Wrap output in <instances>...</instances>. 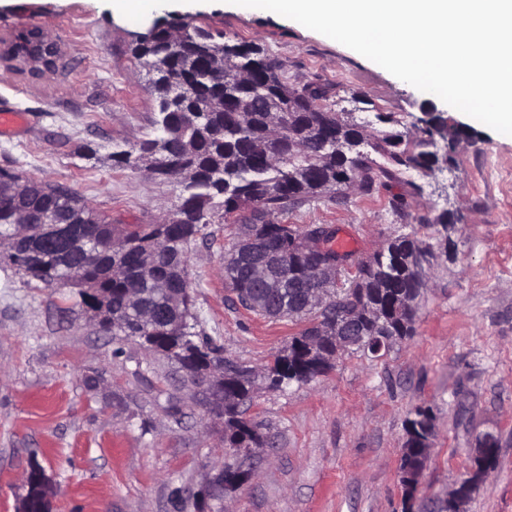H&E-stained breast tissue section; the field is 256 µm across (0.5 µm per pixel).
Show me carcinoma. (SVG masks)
<instances>
[{
  "instance_id": "obj_1",
  "label": "carcinoma",
  "mask_w": 512,
  "mask_h": 512,
  "mask_svg": "<svg viewBox=\"0 0 512 512\" xmlns=\"http://www.w3.org/2000/svg\"><path fill=\"white\" fill-rule=\"evenodd\" d=\"M134 53L156 73L169 71L186 87L191 103L182 112L162 114L155 125L169 128L168 139L144 140L139 148L114 151L109 155L115 168L140 170L146 157L158 160L156 176L180 187L177 218L164 214L150 224L118 228L83 199L63 185L44 184L26 178L22 185L9 183L12 174L0 169V236L13 232L14 216L20 212L39 216L58 214L66 223L80 222L90 229L97 245L96 259L87 263V279L93 292L79 291L83 310L102 309L112 317V335L136 342L149 354L170 364L203 366L224 346L196 330L192 319L193 298L187 252L204 228L223 221L232 228L233 242L224 257V278L229 281L241 306L267 318H298L304 327L265 369L263 378L273 389L314 379L309 372L326 358L333 344H327L311 359L304 350L311 338L336 335L338 313L358 310L364 303L373 311H361L357 318L363 344L351 349L372 355L371 343L385 337L390 343L410 335L414 312L429 277L420 258L433 255L426 241L411 234H399L367 260L359 261L360 275L352 288L325 290V304L310 309L278 299L281 279L305 273L308 255L297 241L305 230L297 224L270 220L258 224L245 217L250 206L258 205L275 216L296 208L311 198L336 190L372 194L380 181L388 184L404 169L433 172L454 156L437 154L434 140L454 136L457 128L433 124L408 138L395 129L399 120L391 114H376L377 121L390 130L367 131L350 112H333L317 104L326 98L324 88L307 83L295 88L284 79L279 66L260 46L224 38L219 31L183 20H157L138 36ZM224 101V108L204 113L193 120L200 104ZM329 138L333 150H321ZM378 155V163L372 155ZM46 260L27 266L12 255L5 259L27 281L48 284V277L63 271V264L78 259L75 254H57L48 242L40 246ZM263 287L259 288L251 269L265 256ZM141 293L157 314L156 323L167 333H150L140 311L129 306L126 294ZM256 373L236 361L224 359V395L251 400ZM224 447L262 448L266 437L258 425L244 417L238 406L224 407ZM431 408L417 406L406 419L402 469L416 473L424 469L421 448L433 436Z\"/></svg>"
}]
</instances>
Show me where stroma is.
Masks as SVG:
<instances>
[{
  "mask_svg": "<svg viewBox=\"0 0 512 512\" xmlns=\"http://www.w3.org/2000/svg\"><path fill=\"white\" fill-rule=\"evenodd\" d=\"M165 10L264 47L289 84L326 87L332 111L361 122L390 113L401 131L417 132L425 92L318 32L229 0L190 13L169 0ZM156 17L115 13L110 0H0V38L43 26L62 52L40 75L0 67V107L29 117L0 135V168L65 185L123 224L175 210L173 184L108 158L114 145L129 150L156 133L154 97L131 51ZM448 117L470 134L451 171L406 169L372 196L325 194L279 215L284 224L336 226L365 260L400 233L435 241L429 221L447 210L452 247L431 262L412 336L384 358L346 353L313 381L279 390L257 380L249 416L268 443L253 478L225 492L219 512H404L405 420L421 405L433 409L436 439L413 512H430L491 429L498 461L466 512H512V136L453 108ZM88 145L95 157H86ZM395 196L403 210L391 208ZM206 232L188 254L193 313L226 357L263 372L300 326L242 308L224 280L231 231L210 224ZM76 296L73 285L24 284L0 262V512H19L35 463L49 481L50 512H173L171 489L192 497L223 425L190 401L173 367L98 332ZM175 396L186 400L178 419L169 411Z\"/></svg>",
  "mask_w": 512,
  "mask_h": 512,
  "instance_id": "obj_1",
  "label": "stroma"
}]
</instances>
